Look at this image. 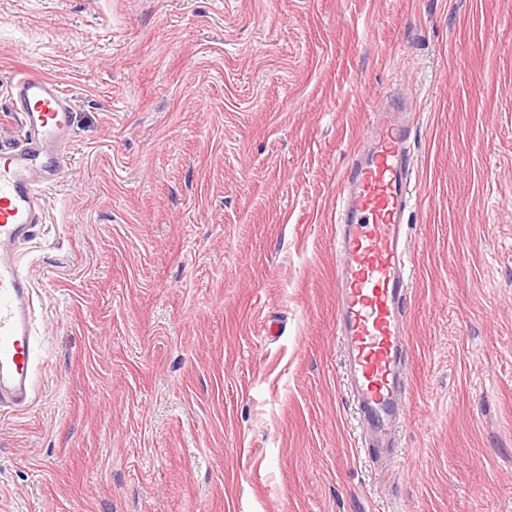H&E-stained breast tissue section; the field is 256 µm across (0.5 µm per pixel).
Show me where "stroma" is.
Returning a JSON list of instances; mask_svg holds the SVG:
<instances>
[{
    "label": "stroma",
    "instance_id": "35a3bbf8",
    "mask_svg": "<svg viewBox=\"0 0 512 512\" xmlns=\"http://www.w3.org/2000/svg\"><path fill=\"white\" fill-rule=\"evenodd\" d=\"M74 104L19 247L35 398L0 512H512V0H0ZM415 112L410 395L384 469L336 340L338 182Z\"/></svg>",
    "mask_w": 512,
    "mask_h": 512
}]
</instances>
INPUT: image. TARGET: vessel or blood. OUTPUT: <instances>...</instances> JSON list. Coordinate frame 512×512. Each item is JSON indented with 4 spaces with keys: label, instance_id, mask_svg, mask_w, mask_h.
Masks as SVG:
<instances>
[{
    "label": "vessel or blood",
    "instance_id": "1",
    "mask_svg": "<svg viewBox=\"0 0 512 512\" xmlns=\"http://www.w3.org/2000/svg\"><path fill=\"white\" fill-rule=\"evenodd\" d=\"M8 95L25 133L0 142V406H21L33 394L32 290L15 246L45 219L40 192L66 162L72 112L58 84L36 72L17 77ZM390 100L372 111L370 134L351 153L335 215L341 259L336 329L347 354V395L363 419L361 445L381 466L394 457L410 351L407 142L415 115L405 98Z\"/></svg>",
    "mask_w": 512,
    "mask_h": 512
}]
</instances>
